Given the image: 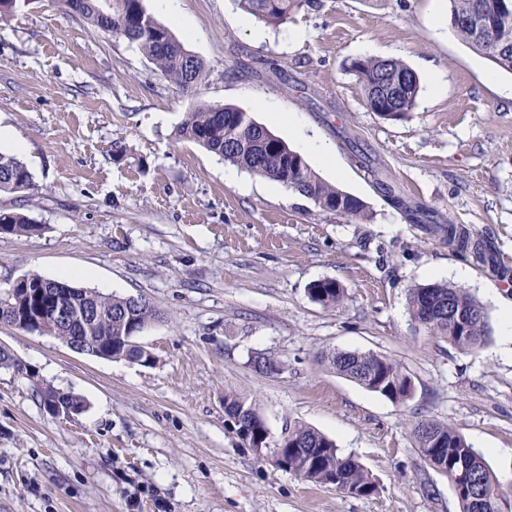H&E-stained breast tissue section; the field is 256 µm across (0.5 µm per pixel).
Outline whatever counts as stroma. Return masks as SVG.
<instances>
[{
  "instance_id": "1",
  "label": "stroma",
  "mask_w": 512,
  "mask_h": 512,
  "mask_svg": "<svg viewBox=\"0 0 512 512\" xmlns=\"http://www.w3.org/2000/svg\"><path fill=\"white\" fill-rule=\"evenodd\" d=\"M143 7L207 65L196 91L62 0L0 19V127L25 142L35 182L0 192V210L43 227L0 235V295L23 275L74 270V285L160 313L137 335L149 367L0 323V347L35 373L0 368V512H459L447 477L415 450L425 418L460 430L512 492V346L499 305L512 301V277L409 223L371 174L383 170L512 267V73L457 36L448 0H320L277 27L233 0ZM367 58L417 73L405 119L369 110L349 69ZM201 102L248 112L363 200L371 220L322 212L243 169L226 180L228 163L178 135ZM312 137L333 166L305 153ZM455 267L464 278L449 277ZM321 279L342 285L339 306L311 301ZM445 282L484 305L483 348L460 351L412 320L409 289ZM337 351L396 360L411 397L394 402L340 375L327 361ZM257 353L282 372H255ZM38 381L83 397L84 412L48 415ZM229 390L256 404L271 441L305 424L356 457L377 492L312 484L273 451L255 454L227 421Z\"/></svg>"
}]
</instances>
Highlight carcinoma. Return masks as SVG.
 <instances>
[{
  "label": "carcinoma",
  "mask_w": 512,
  "mask_h": 512,
  "mask_svg": "<svg viewBox=\"0 0 512 512\" xmlns=\"http://www.w3.org/2000/svg\"><path fill=\"white\" fill-rule=\"evenodd\" d=\"M75 4L74 12L91 26L117 35L136 45L143 55L169 80L184 90L196 89L205 79L201 59L188 52L168 27L148 15L142 0H63L65 7ZM241 9L260 21L281 25L300 10H312L318 0H236ZM451 24L470 48L497 67L512 73V0H449ZM479 19L493 25L492 34L482 38L471 23ZM363 85L367 106L386 120H400L413 110L420 82L403 61L360 59L351 63ZM179 136L251 173L278 181L306 197L320 210L349 220L370 218L367 206L358 198L324 182L303 156L291 150L267 128L255 122L238 107L200 103L186 113ZM375 183L390 200L414 222L427 221L429 212L396 192L382 172L373 170ZM22 178L33 186V176L16 156L0 154V191L14 192V181ZM460 254L468 253L470 242L455 224L439 225ZM42 231L27 216L0 211V234L26 236ZM50 280L37 274L21 277L0 298V311L20 319L33 317L56 305L64 311L89 312L90 320L63 321L55 335L70 340L90 334L104 339L100 354L104 359L138 361L142 349L127 347L123 337L142 331L156 318V311L140 297L105 296L94 289L60 283L56 300L47 303L35 297ZM311 300L323 306H337L344 289L334 280H321L308 288ZM409 307L415 323L429 335L453 347L475 351L488 340L484 306L460 288L432 283L409 290ZM461 315L448 317V309ZM336 371L360 386L393 401L410 397L411 378L394 359L372 352L338 351L331 356ZM254 371L275 374L274 359L256 354L249 359ZM224 409L243 413L257 437L265 436L256 405L233 393L224 395ZM416 450L435 470L447 476L460 512H498L497 505L512 506V496L504 494L482 453L469 444L462 433L434 419H422L414 427ZM289 472L316 484H332L348 494L367 497L377 485L370 473L354 457L339 453L335 443L320 432L296 424L287 433Z\"/></svg>",
  "instance_id": "cac0c4a2"
}]
</instances>
